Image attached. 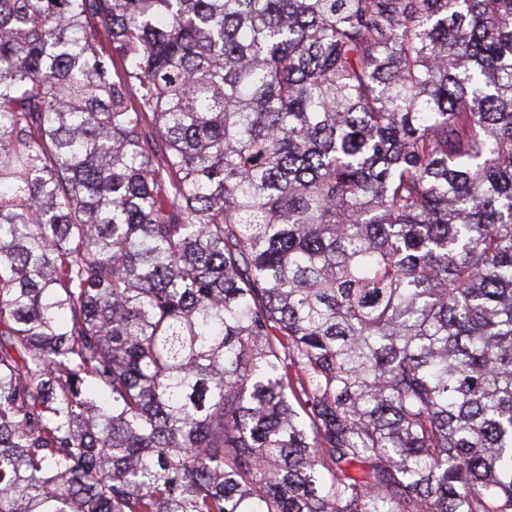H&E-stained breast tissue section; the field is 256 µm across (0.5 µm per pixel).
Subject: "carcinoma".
<instances>
[{
	"label": "carcinoma",
	"instance_id": "1",
	"mask_svg": "<svg viewBox=\"0 0 512 512\" xmlns=\"http://www.w3.org/2000/svg\"><path fill=\"white\" fill-rule=\"evenodd\" d=\"M0 512H512V0H0Z\"/></svg>",
	"mask_w": 512,
	"mask_h": 512
}]
</instances>
